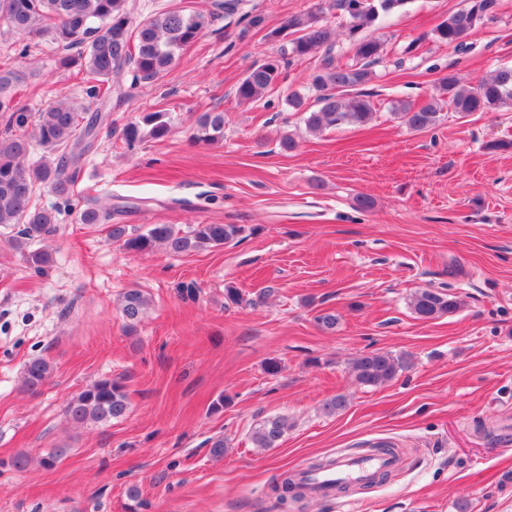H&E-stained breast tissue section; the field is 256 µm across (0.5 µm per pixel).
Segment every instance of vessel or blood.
<instances>
[{
  "instance_id": "vessel-or-blood-1",
  "label": "vessel or blood",
  "mask_w": 512,
  "mask_h": 512,
  "mask_svg": "<svg viewBox=\"0 0 512 512\" xmlns=\"http://www.w3.org/2000/svg\"><path fill=\"white\" fill-rule=\"evenodd\" d=\"M396 465L397 460L393 455L354 451L340 457L327 470L307 473L309 492L313 495H329L340 483L368 484L378 474L390 471Z\"/></svg>"
}]
</instances>
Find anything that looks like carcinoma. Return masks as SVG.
<instances>
[{"label": "carcinoma", "instance_id": "1", "mask_svg": "<svg viewBox=\"0 0 512 512\" xmlns=\"http://www.w3.org/2000/svg\"><path fill=\"white\" fill-rule=\"evenodd\" d=\"M409 0H321L314 9L294 14L270 35L288 30L289 54L298 60L316 58L311 74V88L317 92V109L307 108L306 98L293 91L286 99L288 108L305 114L304 122L311 133L342 124H363L372 118L375 106L362 94L360 87L373 78L370 65L378 61L382 43L362 31L374 25L380 16L405 7ZM243 0H212L206 13L184 9L164 10L132 26L131 0H0V23L21 36L47 35L67 55L60 66H80L86 83V96L101 101L121 95L115 79L130 72L133 80L150 82L167 72L181 52L191 45L214 19L232 16L241 10ZM494 6V0H480L443 20L435 29L437 40L464 52L468 38ZM350 19L348 37L356 62L341 64L331 53L335 31L323 17L325 9ZM324 54L316 56L318 49ZM76 55H69L70 51ZM282 77L281 59L270 57L248 69L236 86L241 102H257L273 89ZM25 74L9 65L0 66V116L5 118L0 133V227H19L9 237L10 246L26 252L27 260L41 266L50 260L43 250H27L30 241L51 234L57 223V207L35 204L42 188H49L60 199L73 195L75 173L69 166L80 162L85 154L86 139L96 119L84 120L83 108L62 95L39 114L31 134L22 132L29 115L17 100V88ZM442 96L421 106L397 100L392 113L413 131L435 127L443 108L466 117L476 112H499L512 109V66H502L474 84L464 85L450 72L440 81ZM171 131L164 112H152L141 122L126 124L121 140L133 147L145 137L160 139ZM224 140V113L202 114L191 133L197 145H212ZM44 155L38 162L29 161L33 146ZM244 231L240 224H194L186 230L173 224H151L138 234L125 224L112 225V240L132 252L146 253L163 245L170 252L182 254L222 246ZM458 298L443 290L421 288L411 297L409 307L421 320H435L455 312ZM149 308L148 298L139 289L125 292L120 311L130 330L140 324ZM409 361L388 351L372 350L354 357L349 369L361 386L377 388L392 381L406 369ZM52 364L44 358L30 360L24 369L23 384L27 391L38 392L50 378ZM129 410L124 385L112 379L97 380L73 396L65 406V415L76 424L108 423L123 418ZM288 430V420L273 416L258 424L251 441L257 448H276ZM273 490L284 499L307 496L304 487L292 477H285Z\"/></svg>", "mask_w": 512, "mask_h": 512}]
</instances>
